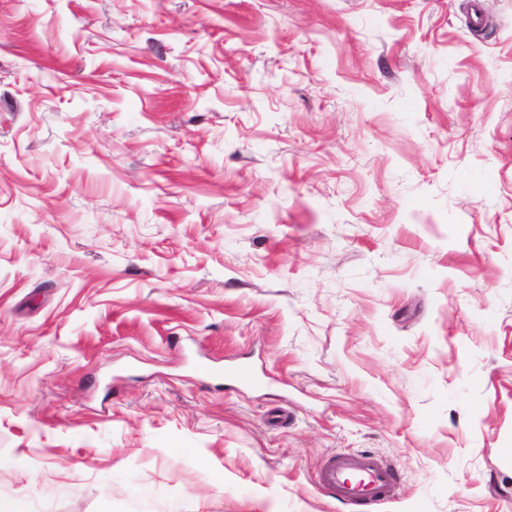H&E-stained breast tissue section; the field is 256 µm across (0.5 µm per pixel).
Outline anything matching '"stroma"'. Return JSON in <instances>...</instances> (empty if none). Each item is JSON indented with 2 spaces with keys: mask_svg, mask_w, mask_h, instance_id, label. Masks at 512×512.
Here are the masks:
<instances>
[{
  "mask_svg": "<svg viewBox=\"0 0 512 512\" xmlns=\"http://www.w3.org/2000/svg\"><path fill=\"white\" fill-rule=\"evenodd\" d=\"M482 4L0 0L1 500L347 512L317 474L369 451L376 512H512V0Z\"/></svg>",
  "mask_w": 512,
  "mask_h": 512,
  "instance_id": "35a3bbf8",
  "label": "stroma"
}]
</instances>
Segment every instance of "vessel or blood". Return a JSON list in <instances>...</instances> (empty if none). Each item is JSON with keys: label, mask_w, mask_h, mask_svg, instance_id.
<instances>
[{"label": "vessel or blood", "mask_w": 512, "mask_h": 512, "mask_svg": "<svg viewBox=\"0 0 512 512\" xmlns=\"http://www.w3.org/2000/svg\"><path fill=\"white\" fill-rule=\"evenodd\" d=\"M317 483L340 502L366 506L388 500L396 478L390 466L376 455L357 453L328 459L317 475Z\"/></svg>", "instance_id": "1"}]
</instances>
